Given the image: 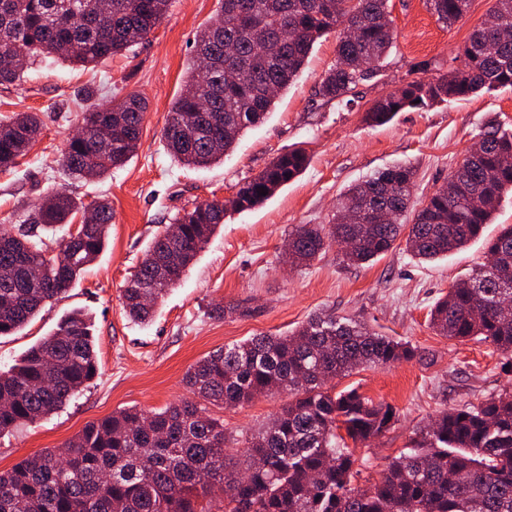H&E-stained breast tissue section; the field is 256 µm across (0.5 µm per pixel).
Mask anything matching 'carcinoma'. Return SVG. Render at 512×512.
<instances>
[{
    "label": "carcinoma",
    "mask_w": 512,
    "mask_h": 512,
    "mask_svg": "<svg viewBox=\"0 0 512 512\" xmlns=\"http://www.w3.org/2000/svg\"><path fill=\"white\" fill-rule=\"evenodd\" d=\"M219 24L197 35L195 53L220 65L190 75L172 102L163 138L171 155L207 167L233 150L238 136L261 125L275 93L296 77L315 42L344 24L357 37L338 38L336 63L322 76L316 95L350 101L359 84L382 66L394 45L388 0H222ZM445 21L464 17L470 0H430ZM170 0H0V47L16 62L0 66V85L23 76L27 58L56 57L86 65L148 38ZM465 64L428 82H413L378 99L367 112L384 124L405 109L467 97L483 89L512 87V0L494 6L466 41ZM147 109L131 95L96 106L83 116L84 137L69 139L64 154L76 179L103 177L134 155ZM117 126L118 143L96 138L99 126ZM42 130L36 112L0 121V169L26 155ZM463 172L415 210L409 228L375 223V214L400 219L409 208L414 172L395 165L340 194L336 223L303 224L288 235V252L308 265L344 238L347 263L362 265L387 253L403 230L407 251L434 260L464 247L491 223L502 196L512 193V133L482 134ZM309 164L302 148L279 154L239 186L229 203L202 202L179 214L153 239L138 270L121 292L127 315L151 316L165 293L224 224L227 211L249 210L298 177ZM267 194H262V190ZM484 205H469L473 191ZM95 222L62 238L55 255L32 240L34 226L72 224L86 204L56 191L30 225L0 226V336L33 318L65 292L103 251L112 206L93 201ZM355 212L350 224L344 211ZM512 293V224L489 240L486 262L450 288L430 311L441 336H481L512 358V319L497 313L498 297ZM417 350L362 323L316 315L288 335L260 334L222 348L190 367L183 377L193 398L159 412L124 409L88 424L58 449L28 456L0 472V512H197L196 501L212 488L236 481L237 497L250 512H512V391L478 405L445 410L422 431L414 448L393 460L367 486L353 484L356 458L346 440L364 443L388 428L390 405L357 389L331 392L327 382L362 365L379 368L409 362ZM99 371L89 326L81 313L31 347L20 363L0 372V434L62 408ZM285 392L288 403L257 431L243 436L239 457L224 452V422L200 401L236 407L257 396Z\"/></svg>",
    "instance_id": "carcinoma-1"
}]
</instances>
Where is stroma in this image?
<instances>
[{
  "instance_id": "1",
  "label": "stroma",
  "mask_w": 512,
  "mask_h": 512,
  "mask_svg": "<svg viewBox=\"0 0 512 512\" xmlns=\"http://www.w3.org/2000/svg\"><path fill=\"white\" fill-rule=\"evenodd\" d=\"M494 0H471L466 16L438 19L429 0H388L395 40L385 67L360 84L350 102H325L315 91L336 61V33L319 39L302 70L278 94L266 121L247 130L223 161L205 168L174 159L162 138L173 99L194 57V40L220 15V0H171L146 41L80 67L32 58L23 79L0 86V118L40 113L44 127L28 154L0 171V224H16L56 190L91 201L106 197L112 224L96 262L18 332L0 336V369L51 334L71 311L89 314L98 375L46 419L0 435V472L23 457L59 448L88 424L123 408L159 410L187 397L182 378L210 353L267 333L285 335L319 313L366 323L410 343L421 356L385 369L365 368L336 379V390L391 405L381 436L357 444L361 476L376 478L391 458L440 412L475 405L512 388V359L481 338L450 339L430 326V309L449 286L485 260V241L512 224L506 196L481 238L432 262H417L404 241L376 260L355 266L330 245L307 266L289 267L284 245L301 224L331 223L339 194L395 165L415 170L411 204L418 207L459 166L492 125L512 130V88L480 91L423 111L407 109L384 125L365 115L376 100L412 82L430 81L462 65L460 51ZM138 94L148 101L140 146L122 167L100 179L73 181L62 161L84 112L106 100ZM299 147L303 173L255 208L228 214L183 281L157 304L149 322L131 321L121 289L158 230L203 201H225L278 154ZM223 305V319L209 312ZM287 396H261L234 408L210 407L224 421L226 451L236 454L243 433L261 427Z\"/></svg>"
}]
</instances>
